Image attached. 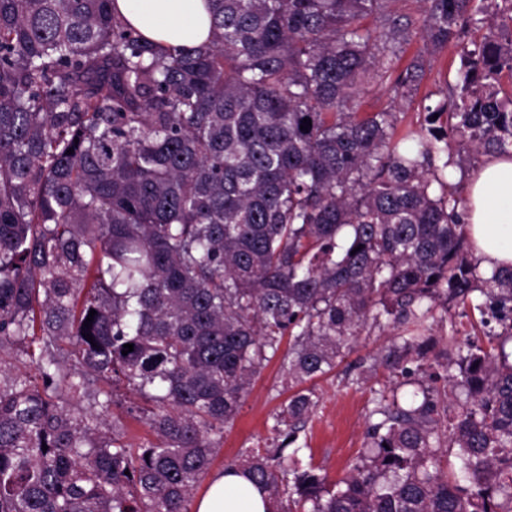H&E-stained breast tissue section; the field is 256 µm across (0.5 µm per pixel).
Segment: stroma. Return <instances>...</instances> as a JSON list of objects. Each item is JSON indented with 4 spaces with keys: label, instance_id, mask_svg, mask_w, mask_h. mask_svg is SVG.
Listing matches in <instances>:
<instances>
[{
    "label": "stroma",
    "instance_id": "obj_1",
    "mask_svg": "<svg viewBox=\"0 0 512 512\" xmlns=\"http://www.w3.org/2000/svg\"><path fill=\"white\" fill-rule=\"evenodd\" d=\"M458 65L456 48L447 47L429 57L426 77L412 101L393 102L386 86L372 84L365 90L360 109L379 112L392 107L402 112V127L417 125L424 106L443 100L447 86L455 83ZM392 338L391 329H372L360 336L350 349L344 350L339 365L332 372L309 383L317 405L304 430L299 432L297 444L302 449V461L320 468L328 483L344 478L361 459L373 389L397 382L388 370L379 367L357 384L353 381L352 370L360 362L371 360ZM279 350V356L264 362L232 425L225 428L210 474L223 471L245 453H263L280 445L282 437L274 429L275 416L293 391L281 372L280 355L287 352L288 347L283 344Z\"/></svg>",
    "mask_w": 512,
    "mask_h": 512
}]
</instances>
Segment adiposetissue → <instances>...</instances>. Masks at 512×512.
Instances as JSON below:
<instances>
[{
	"mask_svg": "<svg viewBox=\"0 0 512 512\" xmlns=\"http://www.w3.org/2000/svg\"><path fill=\"white\" fill-rule=\"evenodd\" d=\"M117 11L152 41L199 47L210 38L205 0H115ZM465 232L487 269L512 266V155L490 156L469 178ZM269 501L242 475L221 472L195 512H267Z\"/></svg>",
	"mask_w": 512,
	"mask_h": 512,
	"instance_id": "ef3b65f1",
	"label": "adipose tissue"
}]
</instances>
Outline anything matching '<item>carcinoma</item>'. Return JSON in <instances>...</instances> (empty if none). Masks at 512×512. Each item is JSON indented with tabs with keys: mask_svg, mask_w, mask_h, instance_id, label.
<instances>
[{
	"mask_svg": "<svg viewBox=\"0 0 512 512\" xmlns=\"http://www.w3.org/2000/svg\"><path fill=\"white\" fill-rule=\"evenodd\" d=\"M394 2L207 0L208 44L171 48L114 0H0V512H190L285 336L284 440L226 466L273 512H512V361L467 337L411 402L376 392L340 482L286 454L368 325L402 376L453 306L512 337V267L479 273L448 182L512 149V0ZM416 35L458 80L399 135L360 99L414 96ZM119 384L156 440L107 423Z\"/></svg>",
	"mask_w": 512,
	"mask_h": 512,
	"instance_id": "1",
	"label": "carcinoma"
}]
</instances>
